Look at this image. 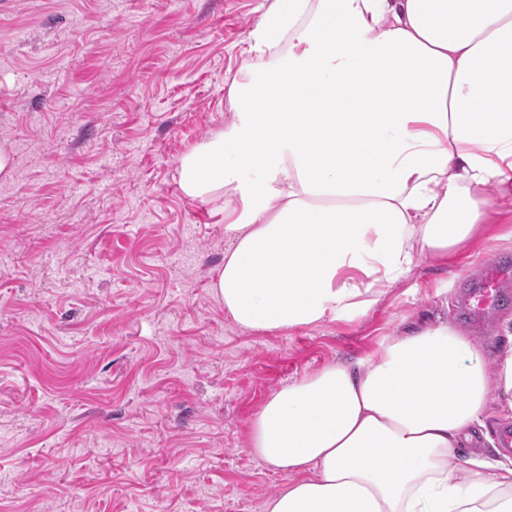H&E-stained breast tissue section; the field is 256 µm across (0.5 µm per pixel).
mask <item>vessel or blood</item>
I'll list each match as a JSON object with an SVG mask.
<instances>
[{"instance_id":"b4317fda","label":"vessel or blood","mask_w":512,"mask_h":512,"mask_svg":"<svg viewBox=\"0 0 512 512\" xmlns=\"http://www.w3.org/2000/svg\"><path fill=\"white\" fill-rule=\"evenodd\" d=\"M512 290V268L499 263L486 264L474 288L468 289L459 315L474 332H484L491 316Z\"/></svg>"}]
</instances>
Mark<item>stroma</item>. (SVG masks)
I'll return each instance as SVG.
<instances>
[{"instance_id": "35a3bbf8", "label": "stroma", "mask_w": 512, "mask_h": 512, "mask_svg": "<svg viewBox=\"0 0 512 512\" xmlns=\"http://www.w3.org/2000/svg\"><path fill=\"white\" fill-rule=\"evenodd\" d=\"M264 0H0V512H263L284 484L248 450L281 386L372 357L441 315L493 258L512 199L471 240L421 256L367 312L250 334L211 283L224 213L178 186L232 120ZM512 294L488 336L511 344Z\"/></svg>"}]
</instances>
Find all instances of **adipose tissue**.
<instances>
[{"mask_svg":"<svg viewBox=\"0 0 512 512\" xmlns=\"http://www.w3.org/2000/svg\"><path fill=\"white\" fill-rule=\"evenodd\" d=\"M244 55L232 121L179 165L223 204L212 288L242 330L366 312L488 223L481 188L512 196V0H265ZM493 396L512 407V346L488 377L441 319L281 387L248 440L290 476L264 512H512V458L450 466Z\"/></svg>","mask_w":512,"mask_h":512,"instance_id":"adipose-tissue-1","label":"adipose tissue"}]
</instances>
